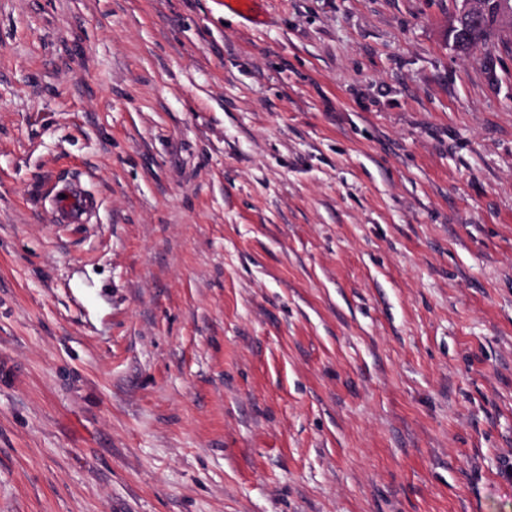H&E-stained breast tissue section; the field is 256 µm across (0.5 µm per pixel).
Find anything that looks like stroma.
Segmentation results:
<instances>
[{
	"instance_id": "1",
	"label": "stroma",
	"mask_w": 512,
	"mask_h": 512,
	"mask_svg": "<svg viewBox=\"0 0 512 512\" xmlns=\"http://www.w3.org/2000/svg\"><path fill=\"white\" fill-rule=\"evenodd\" d=\"M460 5L0 0V512H512V30ZM494 0H478L475 1V4L478 7H481L482 10H484L489 17L490 20V30L485 35H476L472 37L470 40V46L468 47V50L463 53H470L472 51H479L483 48H485L491 38L495 35L497 31H500V29L504 25H509L511 28V19L504 18L500 15L499 9L496 4L493 2ZM65 194L66 198H62ZM49 197L53 204V209L58 224H81L85 220L90 209V201L83 194L80 187L76 184L73 189L57 192L51 188Z\"/></svg>"
}]
</instances>
